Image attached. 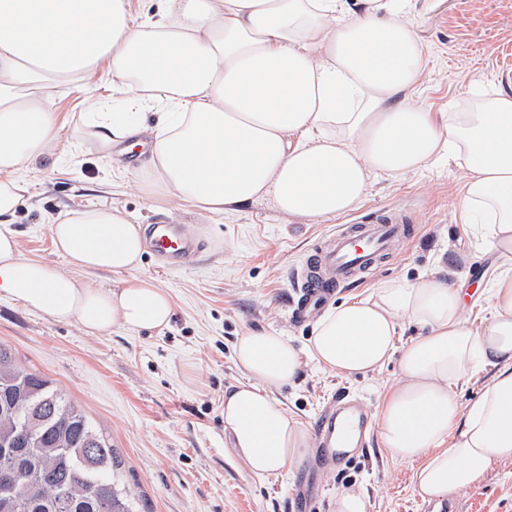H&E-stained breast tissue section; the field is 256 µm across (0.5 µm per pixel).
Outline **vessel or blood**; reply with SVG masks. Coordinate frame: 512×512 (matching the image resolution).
Here are the masks:
<instances>
[{
    "label": "vessel or blood",
    "instance_id": "vessel-or-blood-1",
    "mask_svg": "<svg viewBox=\"0 0 512 512\" xmlns=\"http://www.w3.org/2000/svg\"><path fill=\"white\" fill-rule=\"evenodd\" d=\"M409 235L408 220L395 212L372 224L338 225L294 271L299 315L315 317L338 290L366 279L373 267L392 257L396 245ZM147 244L156 261L167 268L182 266L197 251L182 225L165 220L150 225ZM367 421L366 407L356 398L343 395L331 401L316 421L322 454L344 463L346 449L364 446Z\"/></svg>",
    "mask_w": 512,
    "mask_h": 512
}]
</instances>
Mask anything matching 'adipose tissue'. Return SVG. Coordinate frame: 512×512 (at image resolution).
Returning <instances> with one entry per match:
<instances>
[{"label":"adipose tissue","instance_id":"adipose-tissue-1","mask_svg":"<svg viewBox=\"0 0 512 512\" xmlns=\"http://www.w3.org/2000/svg\"><path fill=\"white\" fill-rule=\"evenodd\" d=\"M411 2L156 0L144 17L131 0H0V294L93 334L168 325L169 295L137 274L144 230L116 206L52 218L68 272L20 252L26 171L86 144L108 159L148 141L133 172L147 195L224 215L268 199L313 224L354 209L379 174L463 160L457 209L504 264L484 323H469L462 289L430 271L326 310L310 352L348 376L397 359L378 414L384 447L418 461L423 500L474 487L512 460V92L474 84L444 112L410 103L422 72ZM62 88L91 106L69 128ZM95 271L121 281L84 280ZM401 317L423 332L400 346ZM234 353L245 379L224 394V428L251 475L280 474L310 446L271 396L296 382L301 355L269 330L247 332ZM486 367L492 377L460 406L453 386Z\"/></svg>","mask_w":512,"mask_h":512}]
</instances>
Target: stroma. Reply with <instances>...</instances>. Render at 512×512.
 Listing matches in <instances>:
<instances>
[{
	"label": "stroma",
	"mask_w": 512,
	"mask_h": 512,
	"mask_svg": "<svg viewBox=\"0 0 512 512\" xmlns=\"http://www.w3.org/2000/svg\"><path fill=\"white\" fill-rule=\"evenodd\" d=\"M410 19L420 38L423 71L413 103L433 112L473 83L512 90V0H414ZM132 162H102L90 149L51 168L28 172L30 200L14 226L25 258L67 271L52 246L49 219L90 205L122 207L136 224L164 219L183 225L200 249L185 265L158 268L144 255L140 276L173 302L169 325L91 335L0 298V345L19 365L63 389L110 436L120 461L119 484L137 512H333L338 493L364 490L371 512H437L414 492L417 462L391 457L380 439L378 412L398 379L396 363L351 377L323 368L307 353L312 322L292 319V274L308 248L337 224L400 211L413 234L402 257L376 266L337 302L378 284L410 281L426 270L452 271L467 293L474 325L487 317L486 292L501 260L462 224L456 202L465 170L436 162L399 176H380L354 210L320 224L280 215L271 201L235 215H202L175 201H153L134 187ZM276 330L303 353L295 385L273 390L288 416L313 431L338 390L362 400L370 419L367 447L335 468L306 456L281 475L253 477L224 429V392L241 380L234 358L250 330ZM447 512H512V460L494 463Z\"/></svg>",
	"instance_id": "stroma-1"
}]
</instances>
